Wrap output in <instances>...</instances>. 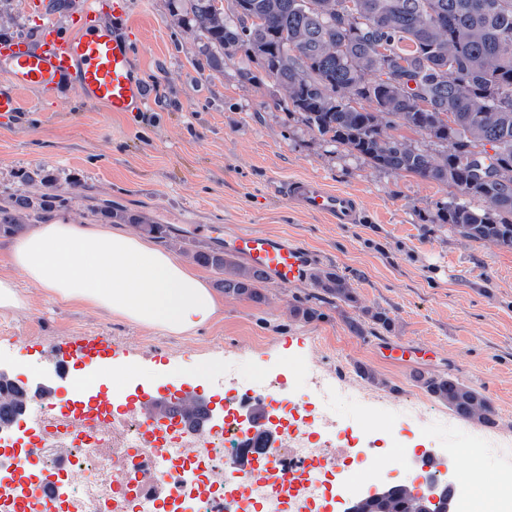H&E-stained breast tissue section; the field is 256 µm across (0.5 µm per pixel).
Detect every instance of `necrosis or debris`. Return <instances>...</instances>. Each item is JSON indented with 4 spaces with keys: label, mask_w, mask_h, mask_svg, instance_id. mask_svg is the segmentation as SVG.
<instances>
[{
    "label": "necrosis or debris",
    "mask_w": 512,
    "mask_h": 512,
    "mask_svg": "<svg viewBox=\"0 0 512 512\" xmlns=\"http://www.w3.org/2000/svg\"><path fill=\"white\" fill-rule=\"evenodd\" d=\"M366 393L342 383L323 381L317 398L293 402L281 416L273 443L276 463L256 457L243 486L224 481L241 458L243 408L236 398L224 401V418L203 439L166 425L143 432L134 413L92 409L71 420L39 402L27 405L42 427L34 441L18 448L0 443V512H292L300 494L318 499L325 467L351 465L342 476L343 493H357L372 482H386L391 472L409 469L424 479L433 471L409 453L400 427L411 417L438 437L461 427L459 420L437 414L421 401L377 404L368 425L336 427L337 407L366 400ZM154 470L174 477L173 493L157 497L141 477ZM65 486V494L45 504L37 490ZM460 512H512V470L497 471L491 482L469 491Z\"/></svg>",
    "instance_id": "obj_1"
}]
</instances>
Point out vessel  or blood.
I'll return each mask as SVG.
<instances>
[{"instance_id": "1", "label": "vessel or blood", "mask_w": 512, "mask_h": 512, "mask_svg": "<svg viewBox=\"0 0 512 512\" xmlns=\"http://www.w3.org/2000/svg\"><path fill=\"white\" fill-rule=\"evenodd\" d=\"M33 8L43 17L36 43L13 37L0 39L1 114L21 110L20 92L63 85L111 112L144 109L149 95L132 65L133 45L125 31L126 0H76L70 15L78 29L71 34L61 32L49 0H35ZM281 189L284 198L303 212L325 216L335 224L361 220L358 196L329 189L320 179L294 178L284 182ZM222 247L225 253L245 259L276 285L306 280L312 272L310 252L285 236L238 230L225 235ZM51 356L65 370L86 363L108 366L112 363V339L104 335L61 337L52 343ZM88 391V384L75 376L70 380L67 401H60L48 388H36L35 393L46 407L59 405L77 414L88 401ZM129 407L150 430L171 421L196 435L209 429L208 403L179 386L165 395L142 391Z\"/></svg>"}]
</instances>
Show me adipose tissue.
Wrapping results in <instances>:
<instances>
[{"label": "adipose tissue", "mask_w": 512, "mask_h": 512, "mask_svg": "<svg viewBox=\"0 0 512 512\" xmlns=\"http://www.w3.org/2000/svg\"><path fill=\"white\" fill-rule=\"evenodd\" d=\"M10 257L13 267L57 300L149 329L192 333L214 322L222 307L204 276L105 224L37 225L12 245Z\"/></svg>", "instance_id": "adipose-tissue-1"}]
</instances>
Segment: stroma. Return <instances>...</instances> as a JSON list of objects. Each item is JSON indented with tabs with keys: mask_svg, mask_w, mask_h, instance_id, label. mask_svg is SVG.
Here are the masks:
<instances>
[{
	"mask_svg": "<svg viewBox=\"0 0 512 512\" xmlns=\"http://www.w3.org/2000/svg\"><path fill=\"white\" fill-rule=\"evenodd\" d=\"M30 3L0 7V29L37 40ZM173 8L172 0H127L133 65L149 89L143 111L113 113L65 89L22 92L21 112L0 118V199L23 172L53 174L73 198L58 218L98 223L90 210L96 199L147 213L173 229L159 248L188 267L203 244L194 227L219 237L240 229L283 234L312 251L315 268L344 277L359 305L324 303L321 318L304 323L294 311L315 303L311 282L270 283L265 303L223 297L215 322L170 335L52 299L11 266L12 240L0 237V275L26 297L21 308L0 309V369L17 382L51 371L52 385L66 393L68 377L52 372V342L103 334L117 347L113 366L137 369L161 390L179 380L205 397L223 393L228 375L238 391L260 392L267 373L284 375V395L303 394L302 372L312 368L361 386L363 366L379 378L370 386L376 395L421 399L412 374L441 373L492 399L496 422L487 434L512 433V249L436 224L437 204L457 189L378 169L322 141L299 114L278 106L284 93L264 72L241 79L242 55L209 68L203 36L174 23ZM303 176L355 193L360 223H327L276 194L278 181ZM363 307L387 312L391 331L353 335L346 320ZM397 346L411 362L387 360ZM203 363L209 373L195 376ZM292 363L302 372H290Z\"/></svg>",
	"mask_w": 512,
	"mask_h": 512,
	"instance_id": "obj_1",
	"label": "stroma"
}]
</instances>
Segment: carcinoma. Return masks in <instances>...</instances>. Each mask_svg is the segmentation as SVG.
<instances>
[{
    "mask_svg": "<svg viewBox=\"0 0 512 512\" xmlns=\"http://www.w3.org/2000/svg\"><path fill=\"white\" fill-rule=\"evenodd\" d=\"M175 13L204 37L212 68L244 52L284 92L277 105L301 114L324 140L342 145L374 167L413 174L460 196L437 208L436 223L479 242L512 248V0H188ZM361 101L374 103L368 111ZM427 108L419 110V102ZM407 127L441 150L430 153L383 130ZM486 203L472 208L467 199ZM72 199L40 172L21 175L20 188L0 200V236L21 233L33 219ZM102 219L123 221L165 239L167 225L142 213L96 204ZM194 260L222 275L224 294L266 300V278L224 250L208 247ZM319 292L355 307L348 282L318 270ZM350 318L358 336L366 321L388 331L384 311ZM413 381L455 416L495 423L490 399L448 375L417 373ZM17 387L0 385V425L22 414ZM413 489L395 484L383 498L363 499L362 512H417Z\"/></svg>",
    "mask_w": 512,
    "mask_h": 512,
    "instance_id": "carcinoma-1",
    "label": "carcinoma"
}]
</instances>
